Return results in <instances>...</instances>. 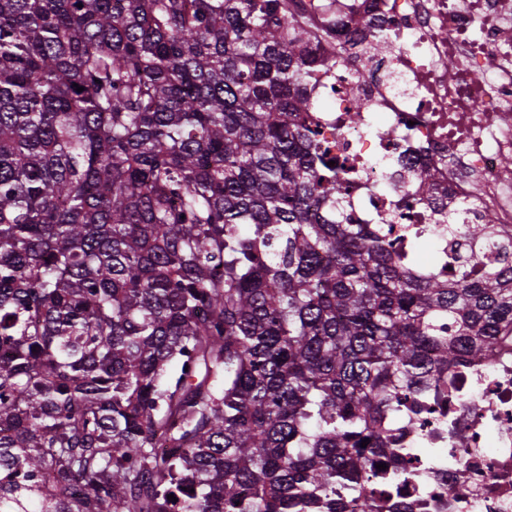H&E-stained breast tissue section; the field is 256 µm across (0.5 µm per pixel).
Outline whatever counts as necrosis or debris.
<instances>
[{"label":"necrosis or debris","instance_id":"obj_1","mask_svg":"<svg viewBox=\"0 0 512 512\" xmlns=\"http://www.w3.org/2000/svg\"><path fill=\"white\" fill-rule=\"evenodd\" d=\"M348 11L318 16L332 35L318 51L342 53L330 79L331 105L318 121L336 137V156L356 171L348 211L354 224L392 217L403 228L396 247L434 227V205L414 192L413 171L427 167L445 204L512 232V39L502 18L512 0H357ZM386 35L384 72L352 51ZM456 77H449V64ZM365 106L352 119L355 103ZM448 400L412 416L410 448L434 461L417 471L398 500L379 512H512V338L493 353L449 368Z\"/></svg>","mask_w":512,"mask_h":512}]
</instances>
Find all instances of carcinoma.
I'll use <instances>...</instances> for the list:
<instances>
[{
	"label": "carcinoma",
	"instance_id": "cac0c4a2",
	"mask_svg": "<svg viewBox=\"0 0 512 512\" xmlns=\"http://www.w3.org/2000/svg\"><path fill=\"white\" fill-rule=\"evenodd\" d=\"M344 7L0 0V512H374L414 477L390 430L512 332V242L441 212L487 253L447 281L346 223L308 48Z\"/></svg>",
	"mask_w": 512,
	"mask_h": 512
}]
</instances>
